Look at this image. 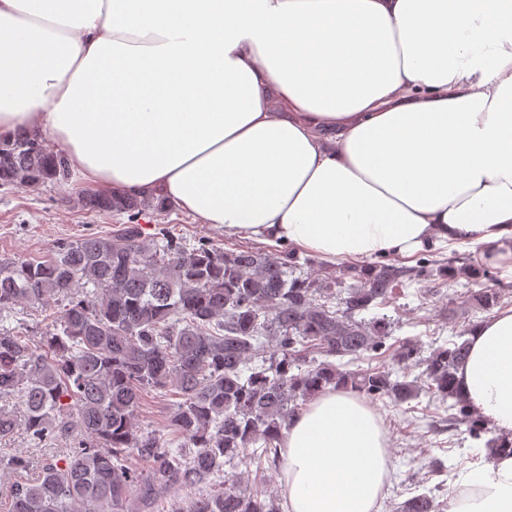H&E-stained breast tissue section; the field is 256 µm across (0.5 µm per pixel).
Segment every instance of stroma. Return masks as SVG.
<instances>
[{"label":"stroma","mask_w":512,"mask_h":512,"mask_svg":"<svg viewBox=\"0 0 512 512\" xmlns=\"http://www.w3.org/2000/svg\"><path fill=\"white\" fill-rule=\"evenodd\" d=\"M90 190V185L73 176L61 183L0 186V261H43L52 255L59 239L113 233L123 223V216L85 207L83 197ZM160 224L190 242L202 237L227 251L249 248L270 256L275 253V241L227 235L223 229L200 223L172 206L161 213L148 212L142 221L145 235H154ZM432 256L433 265L425 269L420 266L419 255L395 257V266L412 272L414 278L404 295L371 310L372 315H384L393 321L394 341L414 346L423 358L433 348L467 336L477 322L489 319V312L479 309L473 301L479 291L501 288L503 307H512V255L495 262L496 274L492 277L484 273L485 257L479 246L437 249ZM296 257L299 274L335 281L340 288L358 286L365 266L361 260L330 263L302 250L297 251ZM63 306V301L56 299L45 305L17 306L11 321L16 335L38 344ZM176 401L173 395L162 397L144 391L136 411L137 426L146 432L167 435L170 408ZM375 410L388 432L394 461L381 512H392L397 503L428 491L444 504L450 495L463 489L474 464L483 455L484 445L463 436L462 425L451 420L447 406L432 402L424 394L408 404H379ZM68 448L65 441L37 448L16 435L0 440V457L24 453L36 473L47 461L65 455ZM436 459L446 466L443 475H436L431 468Z\"/></svg>","instance_id":"stroma-1"}]
</instances>
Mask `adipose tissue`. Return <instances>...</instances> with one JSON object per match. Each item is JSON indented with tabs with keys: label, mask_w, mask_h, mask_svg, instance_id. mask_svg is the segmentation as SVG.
Wrapping results in <instances>:
<instances>
[{
	"label": "adipose tissue",
	"mask_w": 512,
	"mask_h": 512,
	"mask_svg": "<svg viewBox=\"0 0 512 512\" xmlns=\"http://www.w3.org/2000/svg\"><path fill=\"white\" fill-rule=\"evenodd\" d=\"M84 181L328 261L512 249V0H0V138ZM459 395L512 433V307ZM286 512H380L387 432L327 389L283 431ZM448 512H512V456Z\"/></svg>",
	"instance_id": "obj_1"
}]
</instances>
